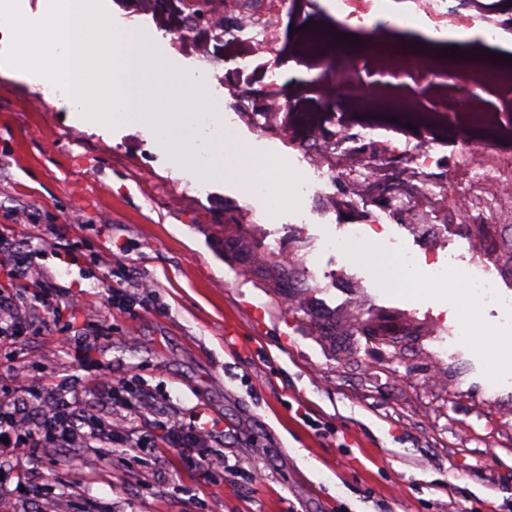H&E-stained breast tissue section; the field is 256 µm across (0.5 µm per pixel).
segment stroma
I'll return each mask as SVG.
<instances>
[{"label":"stroma","mask_w":512,"mask_h":512,"mask_svg":"<svg viewBox=\"0 0 512 512\" xmlns=\"http://www.w3.org/2000/svg\"><path fill=\"white\" fill-rule=\"evenodd\" d=\"M209 60L230 90L226 127L264 153L288 132L255 123L270 89L238 80L223 44ZM47 90L0 74V226L22 245L48 234L32 275L68 287L92 358L79 368L53 338H20L0 350V393L72 387L140 429L201 408L219 422L213 448L237 471L200 473L172 449L143 464L101 442L56 448L0 470L10 490L0 512H512V357L504 370L491 360L501 314L464 295L445 304L385 285L396 250H421L416 224L387 225L325 263L340 283L325 296L302 266L311 240L362 220L349 184L316 198L310 225H290L266 257L279 217L255 223L241 180L198 195L176 183L179 166L148 126L82 123L64 94L43 111ZM448 230L495 253L512 238L505 224L455 213ZM71 242L78 261L67 265L55 254ZM123 266L155 284L165 312L108 303L104 284ZM465 312L487 329L484 346L440 344L441 323ZM353 315L400 343L335 326ZM104 368L139 378L149 405L102 403L92 381Z\"/></svg>","instance_id":"1"}]
</instances>
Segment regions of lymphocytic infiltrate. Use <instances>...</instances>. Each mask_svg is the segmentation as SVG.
Wrapping results in <instances>:
<instances>
[{
	"label": "lymphocytic infiltrate",
	"instance_id": "f902f5d3",
	"mask_svg": "<svg viewBox=\"0 0 512 512\" xmlns=\"http://www.w3.org/2000/svg\"><path fill=\"white\" fill-rule=\"evenodd\" d=\"M15 246L14 235L1 230L0 267L7 268L8 278L0 281V344L23 336L50 335L51 316L61 305L73 303L58 283L30 279L27 266L15 261ZM26 290L32 291L39 303L38 314L23 309L20 294ZM214 426V421L197 412L186 419L158 421L149 430H126L85 405L78 396L63 392L58 393L52 407L39 414L27 412L25 405L17 402L0 403V438H8L14 456L26 458L54 448H82L100 441L125 447L139 460L162 446L177 448L192 467L206 472L213 465L208 442Z\"/></svg>",
	"mask_w": 512,
	"mask_h": 512
}]
</instances>
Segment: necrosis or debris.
<instances>
[{
  "mask_svg": "<svg viewBox=\"0 0 512 512\" xmlns=\"http://www.w3.org/2000/svg\"><path fill=\"white\" fill-rule=\"evenodd\" d=\"M391 2L289 0L288 7L297 17L312 11L320 14V21L282 43L272 40L266 28L255 22L218 25L197 41L196 53L206 58L211 43L223 42L229 61L241 71L252 65L259 51L276 61L287 55L321 62L309 86L289 92L283 109L289 131L305 134L310 143L300 159L317 180L302 187L300 196L306 200L317 194L319 185L351 181L340 159L348 138L367 148L378 137L368 115L386 110L410 117L419 128L418 136L397 140L392 146L393 152L405 156V165L389 171L379 160L374 177L351 181L365 217L357 224L340 225L336 235L321 243V250L333 256L343 254L351 240L381 234L396 218L417 216L423 221L421 238L449 243L457 251L470 293L504 308L512 318V297L500 292L492 270L493 253L473 238L448 236V213L461 199L462 182H495L503 195L512 193V63L489 58L469 42L456 50L454 58L432 57L420 42L400 38L403 29L423 21L437 31L450 25L459 29L477 26L484 42L497 41L503 32L512 30V0H470L469 13L463 17L451 12L448 0H415L405 12L394 11ZM348 27L357 30L360 45L338 40L337 31ZM432 59L439 69L466 78L471 94L451 98L438 91L433 77L426 74ZM361 71L375 74V81L359 80ZM340 72L349 74L348 84H337ZM414 75L422 81L417 97L411 99L399 93L394 83ZM330 125L336 128L334 140L320 141L319 130ZM451 138L463 141L464 146L456 156L454 176L442 182L433 178L432 170L440 163L438 147ZM483 155L492 157V164L480 165Z\"/></svg>",
  "mask_w": 512,
  "mask_h": 512,
  "instance_id": "4bbe7bcc",
  "label": "necrosis or debris"
}]
</instances>
